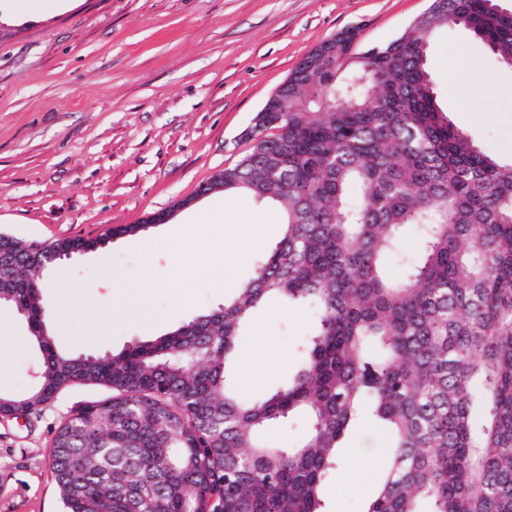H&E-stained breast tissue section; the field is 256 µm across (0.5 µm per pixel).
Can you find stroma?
I'll use <instances>...</instances> for the list:
<instances>
[{
	"label": "stroma",
	"instance_id": "35a3bbf8",
	"mask_svg": "<svg viewBox=\"0 0 512 512\" xmlns=\"http://www.w3.org/2000/svg\"><path fill=\"white\" fill-rule=\"evenodd\" d=\"M429 0H0V232L28 242L94 238L116 224H136L171 211L152 237L176 235L205 222H225L224 288L194 274L193 252L169 282L150 291L138 319L125 317L121 287L145 259L139 238L61 261L44 275V299L60 325L52 333L64 352L116 353L166 334L224 304L280 239L283 215L268 201L223 192L194 199L197 186L235 164L249 142L244 132L297 62L333 34L360 30V44L399 36ZM430 66L439 103L486 153L512 160V67L503 65L465 28L434 33ZM454 72L441 66L445 55ZM482 77L473 80L471 66ZM456 79L463 97L448 95ZM193 197L186 208L179 200ZM257 224L264 242L236 234ZM316 314L311 307L272 302L258 308L246 340L264 336L252 384L260 398L299 365ZM0 324L16 338L0 372V391L30 388L42 356L26 321L8 305ZM110 388L76 384L27 414L0 416V512H61L50 451L57 427ZM385 436L363 418L347 436L323 490L326 512H362L383 473ZM362 464L359 491L339 489L343 474Z\"/></svg>",
	"mask_w": 512,
	"mask_h": 512
}]
</instances>
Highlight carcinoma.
<instances>
[{"mask_svg": "<svg viewBox=\"0 0 512 512\" xmlns=\"http://www.w3.org/2000/svg\"><path fill=\"white\" fill-rule=\"evenodd\" d=\"M463 26L512 65V12L431 0L398 37L363 49L356 28L306 54L258 111L224 193L277 203L280 240L224 300L152 340L60 352L21 263L0 300L24 310L43 355L27 412L76 383L112 389L62 423L51 465L65 512H324L338 448L369 415L387 467L363 512H512V162L479 149L438 103L429 37ZM415 256L390 259L407 233ZM275 300L317 322L302 363L260 400L232 389L244 324ZM304 417L291 448L267 429Z\"/></svg>", "mask_w": 512, "mask_h": 512, "instance_id": "1", "label": "carcinoma"}]
</instances>
